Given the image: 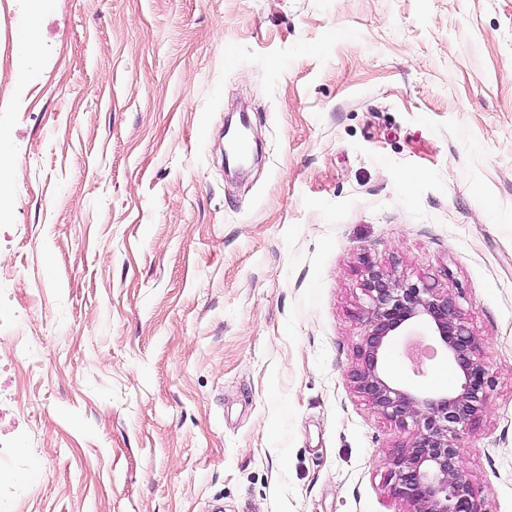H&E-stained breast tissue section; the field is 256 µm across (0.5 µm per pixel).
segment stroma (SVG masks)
Wrapping results in <instances>:
<instances>
[{
  "mask_svg": "<svg viewBox=\"0 0 512 512\" xmlns=\"http://www.w3.org/2000/svg\"><path fill=\"white\" fill-rule=\"evenodd\" d=\"M0 146L9 512H407L370 265L479 336L460 464L512 512V0H0Z\"/></svg>",
  "mask_w": 512,
  "mask_h": 512,
  "instance_id": "1",
  "label": "stroma"
}]
</instances>
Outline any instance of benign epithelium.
I'll return each mask as SVG.
<instances>
[{
	"label": "benign epithelium",
	"instance_id": "7a95c632",
	"mask_svg": "<svg viewBox=\"0 0 512 512\" xmlns=\"http://www.w3.org/2000/svg\"><path fill=\"white\" fill-rule=\"evenodd\" d=\"M363 287L370 300V331L360 354L362 366L352 379L357 391L384 416L416 431L388 459L392 495L408 512H481L479 491L460 466L459 432L480 417L493 386V375L479 357V338L466 325L451 298L426 282L390 278L369 265ZM420 321L439 337L460 369L450 393L416 394L389 375L387 353L394 336Z\"/></svg>",
	"mask_w": 512,
	"mask_h": 512
}]
</instances>
